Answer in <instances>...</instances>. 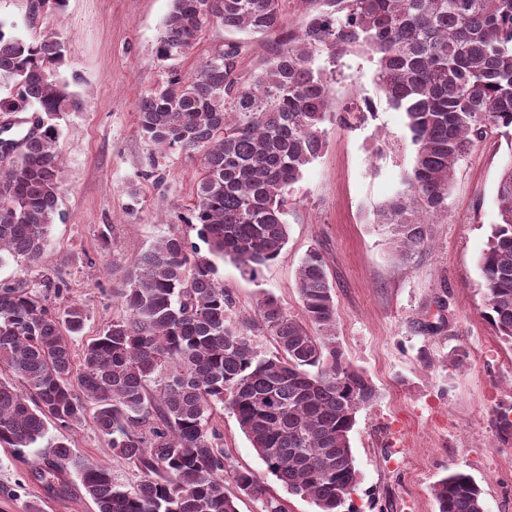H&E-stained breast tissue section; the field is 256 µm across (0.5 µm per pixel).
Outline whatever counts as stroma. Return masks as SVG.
I'll return each instance as SVG.
<instances>
[{
    "label": "stroma",
    "instance_id": "35a3bbf8",
    "mask_svg": "<svg viewBox=\"0 0 512 512\" xmlns=\"http://www.w3.org/2000/svg\"><path fill=\"white\" fill-rule=\"evenodd\" d=\"M30 0H0V18L29 35L56 32L65 46L61 68L79 104L61 125L62 222L53 224L37 264L0 268V280L26 279L41 290L44 276L62 280L65 301L81 305L85 328L73 337L82 352L122 314L115 295L128 264L160 236L184 224L195 198L200 159L163 154L139 133L144 93L171 72L187 75L229 34L210 25L189 55L156 56L171 0H67L63 9L31 15ZM332 94L369 99L373 112L353 128L325 127L326 147L289 192L288 243L257 279L231 263L218 276L240 315L274 296L291 317L304 318L296 274L307 250L324 255L336 300V347L375 386L374 402L356 416L350 444L360 483L356 512H437L433 485L462 469L483 490L488 512H512V435L497 431L512 414V344L485 318L479 257L498 221L501 166L512 155V128H503L459 161L448 210L430 226L429 245L404 260L374 213L400 189L414 146L404 112L373 82L366 53L338 59ZM228 462L268 485L285 512H317L310 498L270 475L232 412L218 420ZM74 457L106 466L115 483L142 474L115 456L107 437L86 422L68 432ZM36 449L0 448V512H96L82 488L51 496L30 475Z\"/></svg>",
    "mask_w": 512,
    "mask_h": 512
}]
</instances>
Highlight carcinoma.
Wrapping results in <instances>:
<instances>
[{
    "label": "carcinoma",
    "mask_w": 512,
    "mask_h": 512,
    "mask_svg": "<svg viewBox=\"0 0 512 512\" xmlns=\"http://www.w3.org/2000/svg\"><path fill=\"white\" fill-rule=\"evenodd\" d=\"M296 22L288 0H171L157 57H184L204 26L279 32L259 71L240 72L244 44L231 40L190 75H171L138 106V129L159 150L200 156L191 207L196 246L173 231L131 261L117 290L125 314L74 356L87 314L56 308L23 279L0 282V447H39L49 426L92 420L112 451L142 474L134 486L103 465L77 476L97 512H237L238 493L282 512L259 477L230 468L216 425L226 406L266 468L319 512H353L360 473L350 447L357 412L375 387L345 363L331 338L315 336L265 297L253 318L231 320L235 302L218 278L232 261L252 279L288 242V187L325 146L324 124L352 127L363 107L336 104V59L366 52L389 104L405 113L414 155L403 187L376 209L399 255L419 254L428 224L447 210L459 161L478 142L512 127V0H309ZM327 62L319 63L321 56ZM53 33L20 35L0 19V114L31 112L36 130L0 157V266L35 264L61 217L58 120L75 104ZM499 222L480 257L486 317L512 343V160L497 185ZM327 262L313 249L296 285L309 322L336 324ZM273 336L262 353L250 332ZM34 480L65 497L68 439L42 447ZM432 494L438 512H487L473 477L456 470Z\"/></svg>",
    "instance_id": "1"
}]
</instances>
